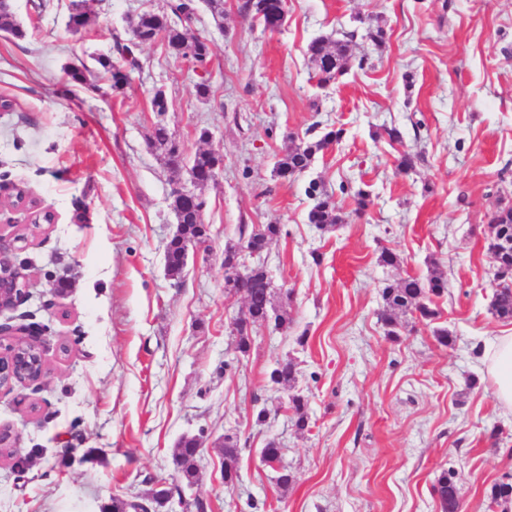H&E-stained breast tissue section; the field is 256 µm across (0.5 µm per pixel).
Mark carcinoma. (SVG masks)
<instances>
[{"mask_svg":"<svg viewBox=\"0 0 512 512\" xmlns=\"http://www.w3.org/2000/svg\"><path fill=\"white\" fill-rule=\"evenodd\" d=\"M94 0H71L70 16L76 28H86L95 15ZM242 11L251 16L252 20L262 26L269 23V14L280 10V0H244ZM197 11L195 0H177L170 5V13H157L153 10L140 12L130 25L129 39L125 43H117V50L124 60L120 64L110 56L97 58V70L91 72L83 66H70L66 69L69 82L85 87L92 92H100L104 87L113 91L123 90L131 80V71L139 67L135 51L142 47V41L160 42L168 53L185 62L198 73L196 93L205 97L210 91L209 64L211 53L209 46L198 35L184 28L180 23V15ZM0 31L16 39L27 36L26 30L17 21L11 0H0ZM311 61L314 65V78L320 84H329L338 80L351 66V58L347 54L346 45L328 37H321L309 45ZM342 130H330L317 141L295 144L288 148L287 154L280 159L274 168V177L286 180L305 171L314 155L328 148L340 139ZM150 146L160 152L165 164L173 169H187L193 177L212 170L223 163L222 157L213 150L195 151L188 156L172 139L167 126L161 122L153 125L149 137ZM308 193L319 196V200L309 213L310 223L322 230H330L341 223V216L331 196L318 191L316 184L309 185ZM10 203L22 206L31 211V225L25 232L18 235V241L24 242L34 236L44 224L53 220V215L38 208L37 200L32 197L25 186L15 185L9 195ZM174 213L177 228L166 246V273L174 280L182 278L190 247L207 236V229L201 223L205 200L198 194L170 195L169 203ZM492 236L489 238L488 249H493V241L500 234L512 238V206L496 207L489 214ZM280 232L277 224H267L258 232H248L246 227L240 228V241L252 253H261L268 242ZM225 288L240 295L246 306V312L236 329L235 343L237 351L246 354L252 343V332L256 324L264 322L274 309L271 283L264 268L256 266L242 275L224 278ZM448 288V282L435 273L425 279L415 276L402 277L386 286L382 291L384 311L381 321L388 327V334L399 337L396 331L397 316L400 314H417L424 321L432 322L438 312L432 307L433 298L442 296ZM492 310L501 319H512V284L503 281L494 294ZM294 364L288 360L278 364L269 374V380L287 391L288 408L293 412L296 428L303 430L308 426L306 401L298 393L291 392L295 381ZM198 441L194 436H185L179 443L175 456L177 478L185 485L195 484L196 455ZM224 471L237 472L239 459L238 441L231 436L224 437L223 444ZM443 512H458V492L455 473H443L435 487ZM490 498L495 503L507 504L512 501V482L499 481L492 485Z\"/></svg>","mask_w":512,"mask_h":512,"instance_id":"cac0c4a2","label":"carcinoma"}]
</instances>
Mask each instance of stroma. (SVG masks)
Instances as JSON below:
<instances>
[{"instance_id":"35a3bbf8","label":"stroma","mask_w":512,"mask_h":512,"mask_svg":"<svg viewBox=\"0 0 512 512\" xmlns=\"http://www.w3.org/2000/svg\"><path fill=\"white\" fill-rule=\"evenodd\" d=\"M13 0L25 39L0 34V183L28 187L55 216L17 253L29 297L0 322L45 330L42 382L0 392V426L20 435L26 469L0 459V512H112L113 499H150L175 473L180 439H199L197 482L176 512H442L434 487L456 473L459 512H512L491 501L512 475V413L490 394L483 351L506 326L491 311L498 285L488 212L512 206V0H286L277 31L224 0L193 27L211 51V94L158 45L140 49L130 87L97 96L62 90L64 69L114 55L137 13L169 0H103L85 31L69 0ZM385 31L382 44L369 25ZM328 36L354 61L320 86L308 46ZM169 110L152 112L154 88ZM193 154L224 164L200 188L208 239L181 280L165 270L176 229L169 209L187 171L171 172L147 143L156 122ZM397 127L402 145L390 144ZM210 138L200 143L198 134ZM338 129L339 141L289 180L273 169L290 142ZM421 153L399 173V150ZM342 217L310 224V183ZM369 195L358 211L354 195ZM88 223L74 221L77 206ZM277 224L262 254L288 330L253 329L238 357L224 288V246L239 225ZM403 259L380 264L382 248ZM448 280L441 317H400L391 337L382 290L431 270ZM71 283L56 294L59 277ZM456 342L438 343L435 328ZM305 343H298V336ZM293 360L307 402L299 430L276 363ZM264 423H257L259 409ZM238 441V479L222 478L224 435ZM276 441L293 477L280 487L260 451Z\"/></svg>"}]
</instances>
